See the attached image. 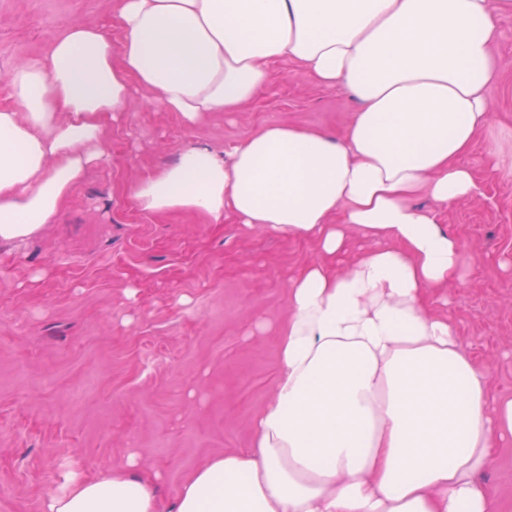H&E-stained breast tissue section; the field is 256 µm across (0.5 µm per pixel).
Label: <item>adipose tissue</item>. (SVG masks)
I'll return each instance as SVG.
<instances>
[{
	"instance_id": "1",
	"label": "adipose tissue",
	"mask_w": 512,
	"mask_h": 512,
	"mask_svg": "<svg viewBox=\"0 0 512 512\" xmlns=\"http://www.w3.org/2000/svg\"><path fill=\"white\" fill-rule=\"evenodd\" d=\"M115 30L64 26L8 73L0 242L55 223L108 159L105 117L134 92L193 124L237 112L294 62L359 102L343 137L268 125L224 153L188 146L132 185L148 213L232 215L319 257L289 278L291 315L253 448L208 458L163 507L125 468L72 483L45 512H498L477 481L512 440L500 399L428 296L461 279L450 205L490 119L499 28L489 0H115ZM376 240L351 263L349 230Z\"/></svg>"
}]
</instances>
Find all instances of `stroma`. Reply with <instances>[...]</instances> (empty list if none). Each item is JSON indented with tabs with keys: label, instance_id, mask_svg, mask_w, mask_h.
<instances>
[{
	"label": "stroma",
	"instance_id": "obj_1",
	"mask_svg": "<svg viewBox=\"0 0 512 512\" xmlns=\"http://www.w3.org/2000/svg\"><path fill=\"white\" fill-rule=\"evenodd\" d=\"M114 0H0V107L11 65L43 55L61 25L112 27ZM499 79L491 115L462 163L473 197L436 208L461 243L463 282L435 292L432 311L512 398V12L499 14ZM357 100L277 63L242 111L193 126L134 93L105 124L110 159L76 185L55 223L0 243V512H44L73 479L126 466L156 474L172 502L207 458L253 447V424L275 388L290 308L286 284L318 259L316 244L188 212L151 214L131 185L182 148H224L270 124L343 136ZM496 159L497 172L488 169ZM512 512V444L478 476Z\"/></svg>",
	"mask_w": 512,
	"mask_h": 512
}]
</instances>
